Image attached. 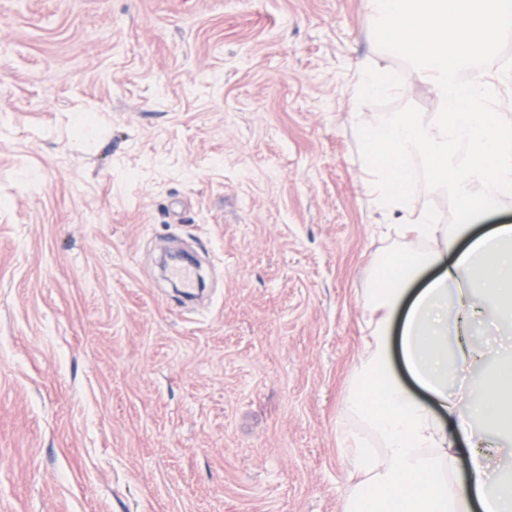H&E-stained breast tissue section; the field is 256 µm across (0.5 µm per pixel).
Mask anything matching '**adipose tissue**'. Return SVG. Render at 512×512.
Instances as JSON below:
<instances>
[{
    "label": "adipose tissue",
    "mask_w": 512,
    "mask_h": 512,
    "mask_svg": "<svg viewBox=\"0 0 512 512\" xmlns=\"http://www.w3.org/2000/svg\"><path fill=\"white\" fill-rule=\"evenodd\" d=\"M377 39L402 53L410 80L440 107L430 121L385 112L362 129L371 196L396 218L408 246L380 260L387 281L364 295L368 336L336 434L352 470L345 512H512V474L493 475L485 452L459 440L512 437V354L483 372L466 342L469 318L512 322V224L478 234L485 215L512 204V118L494 111L499 88L471 66L512 27V0H370ZM431 169L466 215L447 226L415 212L410 157Z\"/></svg>",
    "instance_id": "obj_1"
}]
</instances>
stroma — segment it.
<instances>
[{"label":"stroma","mask_w":512,"mask_h":512,"mask_svg":"<svg viewBox=\"0 0 512 512\" xmlns=\"http://www.w3.org/2000/svg\"><path fill=\"white\" fill-rule=\"evenodd\" d=\"M365 0H0V512H344ZM412 204L459 223L415 158ZM211 271L195 309L163 277Z\"/></svg>","instance_id":"obj_1"}]
</instances>
